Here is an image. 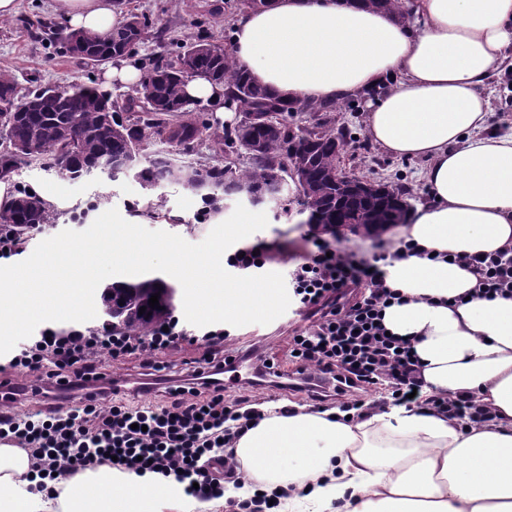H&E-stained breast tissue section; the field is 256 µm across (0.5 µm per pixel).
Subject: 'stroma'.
Returning a JSON list of instances; mask_svg holds the SVG:
<instances>
[{
    "label": "stroma",
    "mask_w": 512,
    "mask_h": 512,
    "mask_svg": "<svg viewBox=\"0 0 512 512\" xmlns=\"http://www.w3.org/2000/svg\"><path fill=\"white\" fill-rule=\"evenodd\" d=\"M19 9L9 19L0 18V72H9L19 81L21 90L42 85L65 87L74 83L100 86L103 66L92 65L64 55L51 45L41 27L51 21L53 0H18ZM239 0H132L131 6L149 18L153 29L162 30V38H148L136 50L138 57L175 51L177 44L193 41L199 31H207L211 41L224 46L232 44V23L239 15ZM494 93L490 99L489 127L493 130L512 128V70L503 69L491 79ZM366 101L354 98L341 103L336 122L349 126L354 138L345 153L347 168L371 179L394 182L413 191L421 199L418 174L424 163L420 160L397 159L383 152L367 136L364 127ZM10 187L20 185L57 194L74 200V208L55 209L48 224L30 233L25 254H32L43 240L63 230L82 231L109 209H117L126 221H134L137 205L150 210L143 222L149 230H161L181 236L189 243L202 242L211 230L233 213L235 201L225 202L221 211L203 213V204L196 194L176 184L149 191L132 178L110 180L98 173L80 180L57 176L38 165L21 167L11 178ZM299 191L287 185L280 200L268 202L263 211L267 226L246 237V244L266 243L273 248L274 258L266 271L288 274V255L302 251L307 230L298 204ZM293 311H286L281 320L267 325L249 324L231 327L230 350L257 348L259 354L288 359L289 324L295 321Z\"/></svg>",
    "instance_id": "stroma-1"
}]
</instances>
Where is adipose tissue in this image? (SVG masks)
Returning a JSON list of instances; mask_svg holds the SVG:
<instances>
[{"label": "adipose tissue", "instance_id": "adipose-tissue-1", "mask_svg": "<svg viewBox=\"0 0 512 512\" xmlns=\"http://www.w3.org/2000/svg\"><path fill=\"white\" fill-rule=\"evenodd\" d=\"M412 18L349 0H275L233 25L253 80L290 103L369 96L370 139L422 159L426 198L395 234L418 249L390 258L404 304L383 322L409 336L425 392H467L472 422L389 405L358 419L274 412L234 445L240 495L282 491L284 512H512V297L472 298L467 256L512 247V134L488 131L489 80L512 60V0H404ZM58 25L100 36L112 0H54ZM31 462L0 445V512H193L174 477L101 465L29 492Z\"/></svg>", "mask_w": 512, "mask_h": 512}]
</instances>
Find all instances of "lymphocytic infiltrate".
<instances>
[{
	"instance_id": "lymphocytic-infiltrate-1",
	"label": "lymphocytic infiltrate",
	"mask_w": 512,
	"mask_h": 512,
	"mask_svg": "<svg viewBox=\"0 0 512 512\" xmlns=\"http://www.w3.org/2000/svg\"><path fill=\"white\" fill-rule=\"evenodd\" d=\"M308 249L293 255L289 284L307 324L290 338L289 362L299 375L320 378L335 386L342 411L362 417L372 404L363 393L381 389L392 403L451 418L487 419L471 395L421 394L419 361L410 339L387 334L383 311L401 302L386 285L387 248L373 257L323 242L319 232L305 234ZM465 264L479 275L477 297L512 296V254L468 256ZM230 337L224 329L193 333L169 317L165 327L146 336H129L106 328H43L5 367V374L39 376L52 385L70 381L82 389L104 379L106 362L133 358L154 369L155 354L183 342L204 350L205 368L193 372L186 385L166 388L162 400L136 404L118 390H99L74 407L49 403L19 415L0 405V444L27 452L44 491L53 475L74 474L104 464L135 472L175 475L187 496L198 500L221 497L224 485L238 481L224 456L263 417L251 399L224 396L222 375L232 357L224 353Z\"/></svg>"
}]
</instances>
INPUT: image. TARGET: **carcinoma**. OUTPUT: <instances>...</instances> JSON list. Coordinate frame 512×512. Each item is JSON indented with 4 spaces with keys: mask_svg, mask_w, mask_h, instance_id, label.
<instances>
[{
    "mask_svg": "<svg viewBox=\"0 0 512 512\" xmlns=\"http://www.w3.org/2000/svg\"><path fill=\"white\" fill-rule=\"evenodd\" d=\"M121 19L99 36L55 26L49 36L63 52L94 65L127 58L145 40L151 22L129 7V0H114ZM391 13L402 22L408 13L401 0H352ZM142 73L139 86L112 96L92 86L74 85L64 96L52 95L53 86L20 93L17 79L0 73V180L10 179L22 165L40 164L72 180L96 171L117 180L131 174L153 187L174 182L200 195L215 211L224 198L264 196L284 176L297 178L305 199V223L325 228L333 224H362L384 232L407 223L410 203L401 185L382 192H358L339 174L351 130L336 126L334 105L311 106V123L291 129L288 117L296 107L255 83L235 62L231 49L199 36L172 55H153L136 63ZM198 70L215 83L227 85L230 101L255 121H242L225 133L212 127L199 105L186 98L185 74ZM134 118L124 120L120 113ZM174 153L187 154L202 143L212 144L218 156L229 160L245 154L250 169L233 175L229 165L176 164L168 154L146 153L155 141ZM298 160L290 169L285 161ZM45 202L23 188L0 205V230L25 238L47 223ZM158 295L159 308L149 307ZM176 289L159 277L119 281L102 293L104 324L131 336H146L171 313ZM144 313H139L141 307Z\"/></svg>",
    "mask_w": 512,
    "mask_h": 512,
    "instance_id": "obj_1",
    "label": "carcinoma"
}]
</instances>
